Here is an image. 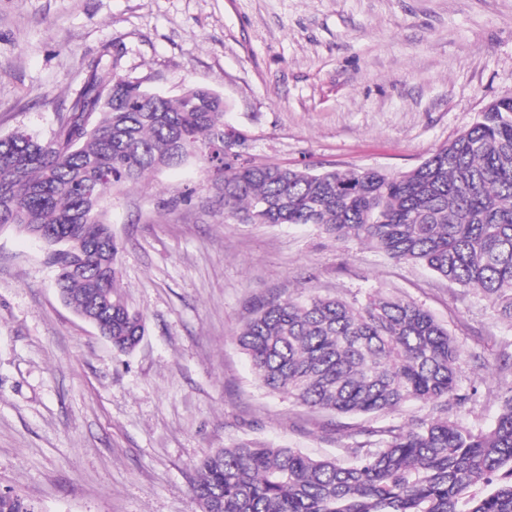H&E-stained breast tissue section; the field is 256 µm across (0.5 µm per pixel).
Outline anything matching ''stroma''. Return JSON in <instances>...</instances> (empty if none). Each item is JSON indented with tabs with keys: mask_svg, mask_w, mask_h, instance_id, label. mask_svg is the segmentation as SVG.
Wrapping results in <instances>:
<instances>
[{
	"mask_svg": "<svg viewBox=\"0 0 512 512\" xmlns=\"http://www.w3.org/2000/svg\"><path fill=\"white\" fill-rule=\"evenodd\" d=\"M111 51L174 97L206 86L255 164L389 174L421 164L512 93V0H0V138H50ZM117 293L146 334L121 353L59 296L49 247L0 230V492L35 512H200L198 461L240 441L351 461L362 430L261 386L234 337L255 299L300 291L422 306L464 350L490 427L512 386V324L474 292L311 224L225 223L198 160L113 187Z\"/></svg>",
	"mask_w": 512,
	"mask_h": 512,
	"instance_id": "35a3bbf8",
	"label": "stroma"
}]
</instances>
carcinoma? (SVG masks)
I'll return each mask as SVG.
<instances>
[{
	"label": "carcinoma",
	"instance_id": "1",
	"mask_svg": "<svg viewBox=\"0 0 512 512\" xmlns=\"http://www.w3.org/2000/svg\"><path fill=\"white\" fill-rule=\"evenodd\" d=\"M224 98L204 87L167 97L125 80L112 59L87 79L44 140L0 138V228L58 245L49 254L63 299L127 352L141 314L115 295L119 245L104 200L119 184L197 158L220 178L224 222L313 224L422 265L474 291L512 322V94L414 169L256 165L224 154ZM236 340L256 377L293 403L336 416L430 409L366 429L354 461L243 441L207 453L193 485L200 512H512V387L488 429L448 417L462 392L463 350L427 310L379 289L363 299L273 295ZM0 512H34L0 494Z\"/></svg>",
	"mask_w": 512,
	"mask_h": 512
}]
</instances>
